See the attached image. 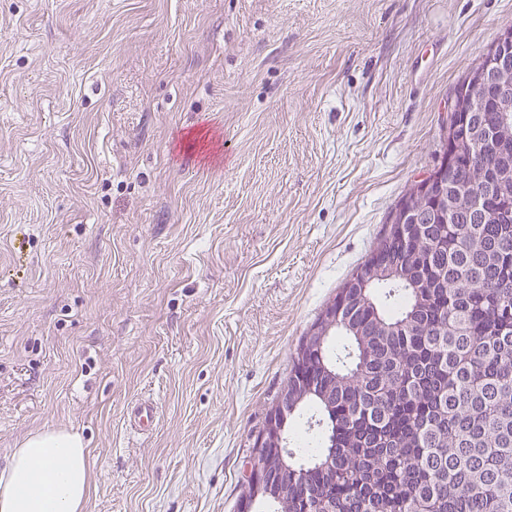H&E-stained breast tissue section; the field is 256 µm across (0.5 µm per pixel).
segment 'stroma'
<instances>
[{
  "instance_id": "1",
  "label": "stroma",
  "mask_w": 512,
  "mask_h": 512,
  "mask_svg": "<svg viewBox=\"0 0 512 512\" xmlns=\"http://www.w3.org/2000/svg\"><path fill=\"white\" fill-rule=\"evenodd\" d=\"M510 22L512 0H0V468L66 430L86 512H237L301 337Z\"/></svg>"
}]
</instances>
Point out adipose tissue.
<instances>
[{
	"instance_id": "adipose-tissue-1",
	"label": "adipose tissue",
	"mask_w": 512,
	"mask_h": 512,
	"mask_svg": "<svg viewBox=\"0 0 512 512\" xmlns=\"http://www.w3.org/2000/svg\"><path fill=\"white\" fill-rule=\"evenodd\" d=\"M93 466L79 434H32L0 470V512H86Z\"/></svg>"
}]
</instances>
